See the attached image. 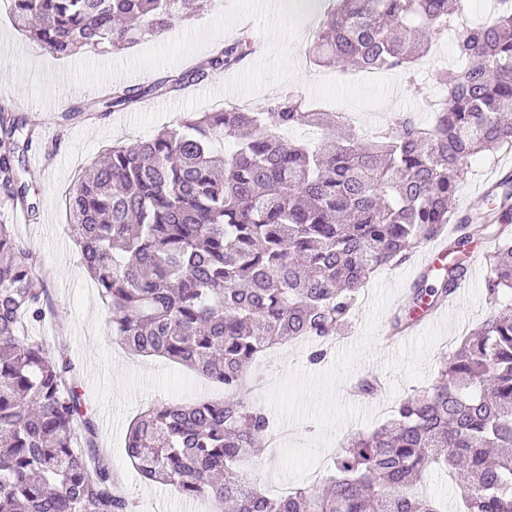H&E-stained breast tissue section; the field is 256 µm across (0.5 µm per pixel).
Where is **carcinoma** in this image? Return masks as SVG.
<instances>
[{
  "mask_svg": "<svg viewBox=\"0 0 512 512\" xmlns=\"http://www.w3.org/2000/svg\"><path fill=\"white\" fill-rule=\"evenodd\" d=\"M18 29L68 57L128 48L203 8L199 0H11ZM311 51L317 65L413 77L455 34L458 66L435 70L447 94L434 121L398 113L359 135L298 91L260 112H192L147 139L114 145L65 191L81 262L110 313L112 336L224 385L222 401L155 404L131 425L126 454L139 475L205 500L215 512H440L420 487L442 468L467 512H512V175L475 212L451 207L471 158L512 147V0L487 22L460 27V0H333ZM255 47L232 43L148 86H115L69 108L64 123L150 95L178 92L235 66ZM313 128L312 146L283 133ZM35 129L0 105V202L36 219L22 180ZM228 142V152L216 143ZM456 225L453 261L418 274L408 312L453 295L474 241L489 239L484 288L491 311L440 362L432 384L392 418L348 437L326 488L271 496L245 470L270 432L244 395L253 358L300 337L318 348L340 335L358 294L381 268ZM45 275L0 223V512H131L96 451L94 425L63 351L31 336L51 309Z\"/></svg>",
  "mask_w": 512,
  "mask_h": 512,
  "instance_id": "1",
  "label": "carcinoma"
}]
</instances>
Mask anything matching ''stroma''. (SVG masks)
<instances>
[{"label": "stroma", "instance_id": "stroma-1", "mask_svg": "<svg viewBox=\"0 0 512 512\" xmlns=\"http://www.w3.org/2000/svg\"><path fill=\"white\" fill-rule=\"evenodd\" d=\"M273 12L262 0H209L204 11L133 48L95 51L59 58L18 31L12 20L0 19V101L15 111L44 120L42 140L26 153L30 197L39 208L37 222L28 223L0 208V222L12 224L18 240L47 272L46 288L53 317L39 328L47 346H65L75 367L78 391L96 426L99 452L136 497L135 512H187L188 503L174 487L145 483L129 461L126 435L131 421L147 406L219 399V384L202 387L193 371L160 357L129 352L113 337L108 311L83 268L66 222L63 191L76 183L100 154L119 140L155 135L185 112L215 110L224 95L223 79L198 84L183 93L146 98L138 106L99 118H78L64 125L49 123L50 115L74 104L94 101L95 83L147 85L207 56L218 44L235 39L239 21L249 16L257 55L231 68L234 96L249 108L263 107L272 96L296 90L329 112L359 113L357 129L369 133L382 126L387 114L411 111L428 120L425 105L435 88L427 73L407 81L394 72L345 73L311 61L313 37L322 19L303 16L290 0H275ZM291 39L281 40V30ZM512 174V150L477 155L462 183L453 208L470 211L485 187ZM488 241L471 253L460 303L441 322L414 334L390 338L387 330L403 305L419 271L420 252L402 264L381 269L364 286L365 300L351 323L327 347L319 363H311V346L286 343L258 358L253 371L264 373L272 391L264 402L274 428L285 427L287 438L257 451L248 468L257 486L280 492L304 485L317 487L349 433H366L385 424L398 402L430 384L443 356L488 312L483 254ZM384 380L368 413L346 392L363 378Z\"/></svg>", "mask_w": 512, "mask_h": 512}]
</instances>
